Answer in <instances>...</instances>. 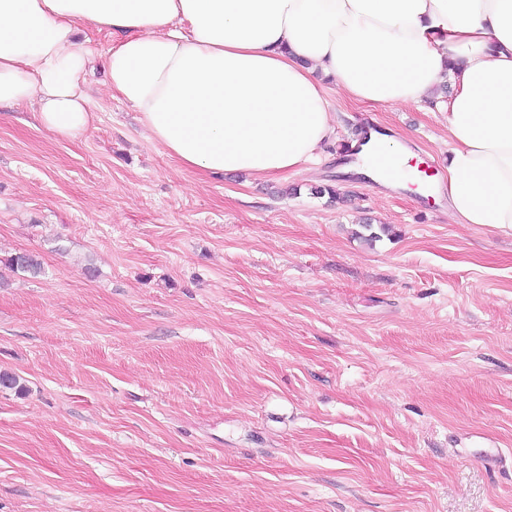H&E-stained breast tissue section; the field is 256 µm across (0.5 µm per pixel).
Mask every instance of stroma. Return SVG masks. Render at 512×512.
Wrapping results in <instances>:
<instances>
[{
	"label": "stroma",
	"mask_w": 512,
	"mask_h": 512,
	"mask_svg": "<svg viewBox=\"0 0 512 512\" xmlns=\"http://www.w3.org/2000/svg\"><path fill=\"white\" fill-rule=\"evenodd\" d=\"M90 80L77 139L0 110V512H512V232L339 170L446 164L447 93L329 86L318 159L215 178ZM354 153L356 162L344 166L342 168L344 172H354L368 178L373 177V180L382 186L410 190L423 197L430 194L427 188H420L419 178L410 177L411 175L417 177L420 175L415 162L416 156L408 151L399 139L372 131L368 134L365 142L359 146V150ZM375 153L382 154L393 162L394 168L391 173H384L377 168L375 161L372 160ZM385 157L379 159V164L383 167H390ZM400 167L403 168V174L399 171ZM410 183H418L419 187L412 189ZM13 270L29 273L36 277L41 273L42 262L39 257L29 252H19L11 255L5 262Z\"/></svg>",
	"instance_id": "35a3bbf8"
}]
</instances>
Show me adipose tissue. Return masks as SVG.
<instances>
[{
  "mask_svg": "<svg viewBox=\"0 0 512 512\" xmlns=\"http://www.w3.org/2000/svg\"><path fill=\"white\" fill-rule=\"evenodd\" d=\"M83 22L118 37L103 59L111 91L207 177L316 157L335 134L326 82L393 107L454 77L448 214L512 230V0H0V106L30 105L61 139L92 120ZM345 170L402 189L418 172L399 139L375 132Z\"/></svg>",
  "mask_w": 512,
  "mask_h": 512,
  "instance_id": "1",
  "label": "adipose tissue"
}]
</instances>
